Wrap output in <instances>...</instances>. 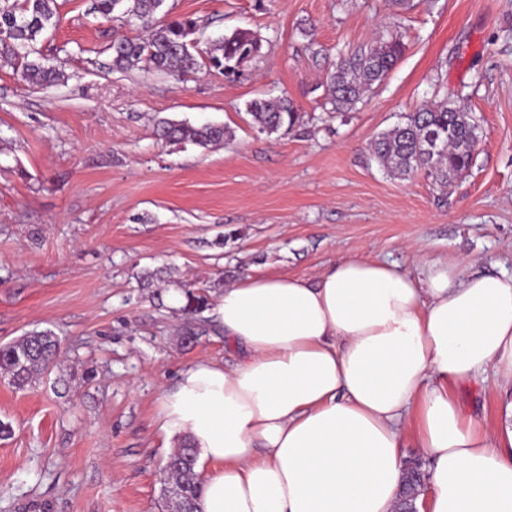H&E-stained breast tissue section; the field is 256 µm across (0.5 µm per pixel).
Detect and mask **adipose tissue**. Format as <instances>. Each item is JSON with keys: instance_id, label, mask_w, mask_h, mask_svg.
I'll list each match as a JSON object with an SVG mask.
<instances>
[{"instance_id": "1", "label": "adipose tissue", "mask_w": 512, "mask_h": 512, "mask_svg": "<svg viewBox=\"0 0 512 512\" xmlns=\"http://www.w3.org/2000/svg\"><path fill=\"white\" fill-rule=\"evenodd\" d=\"M212 316L238 360L184 366L159 411L198 450V512H397L409 436L427 512H512V276L353 256L245 276ZM485 375L508 401L489 430L448 394Z\"/></svg>"}]
</instances>
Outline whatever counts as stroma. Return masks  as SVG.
Wrapping results in <instances>:
<instances>
[{
  "label": "stroma",
  "instance_id": "stroma-1",
  "mask_svg": "<svg viewBox=\"0 0 512 512\" xmlns=\"http://www.w3.org/2000/svg\"><path fill=\"white\" fill-rule=\"evenodd\" d=\"M167 0L198 19L199 51L235 29L261 50L230 80L111 70L113 36L92 0H57L37 43L60 81L29 88L0 63V343L51 329L61 354L18 390L0 378V512H162L170 453L159 400L179 370L225 363L214 324L191 347L171 284L209 295L246 274L315 277L359 256L420 272L469 257L512 274V0ZM398 28L406 49L354 111H328L341 54ZM287 95L302 123L259 131L247 105ZM465 106L478 125L472 165L448 188L425 171L391 176L369 155L379 133L427 101ZM215 123L208 150L157 134L159 119ZM169 282L140 289L143 269ZM464 418L504 412L481 381L451 388Z\"/></svg>",
  "mask_w": 512,
  "mask_h": 512
}]
</instances>
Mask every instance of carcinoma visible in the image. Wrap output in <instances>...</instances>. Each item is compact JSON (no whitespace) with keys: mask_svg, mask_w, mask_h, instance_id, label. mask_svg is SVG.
<instances>
[{"mask_svg":"<svg viewBox=\"0 0 512 512\" xmlns=\"http://www.w3.org/2000/svg\"><path fill=\"white\" fill-rule=\"evenodd\" d=\"M132 6L122 9L123 3ZM166 0H93L91 11L108 20L119 10L136 20L148 32L145 38L121 37L112 40L111 67L118 71L135 68L156 69L178 79L210 65L229 78L241 65L260 52V39L248 29H236L213 44L206 54L195 50L189 40L199 28L198 20L186 15H171ZM56 0H0V61L19 62L23 80L31 86H44L60 79V72L28 59L20 50L33 47L53 25ZM405 51L400 33H383L367 47L339 59L327 84L326 96L337 113L350 112L367 93L380 85ZM247 112L262 132L273 133L293 126L300 114L286 96L261 98L247 104ZM474 127L468 111L444 99L418 108L406 120L375 138L371 154L394 177L404 179L424 169L434 182L445 187L448 181L467 171L473 153L461 151L455 143L466 139ZM440 135V147L430 149L432 134ZM161 136L176 143H191L207 149L225 143L231 132L217 124L191 125L185 121L164 120ZM181 311L190 317L202 314L211 305L210 296L190 283L180 285ZM60 343L49 329L32 330L8 343L0 344V374L18 389L32 385L48 372L57 359ZM197 449L181 446L167 457L163 484L183 489L184 496L167 502L172 512H195L200 494V479L195 470ZM412 483L402 496V508L411 507L424 473L412 462L407 467Z\"/></svg>","mask_w":512,"mask_h":512,"instance_id":"obj_1","label":"carcinoma"}]
</instances>
